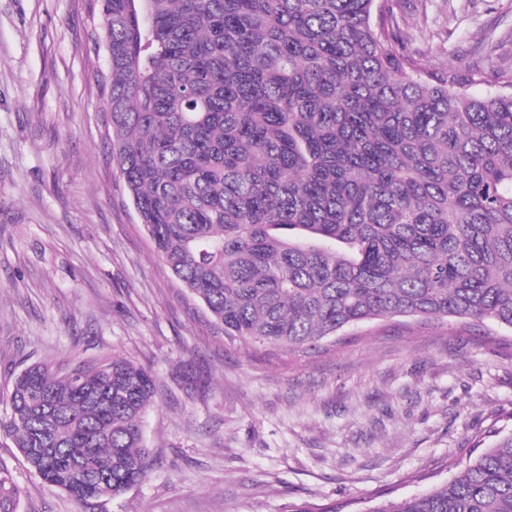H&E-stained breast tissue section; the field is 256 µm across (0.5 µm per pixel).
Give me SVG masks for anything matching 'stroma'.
I'll list each match as a JSON object with an SVG mask.
<instances>
[{
    "label": "stroma",
    "mask_w": 512,
    "mask_h": 512,
    "mask_svg": "<svg viewBox=\"0 0 512 512\" xmlns=\"http://www.w3.org/2000/svg\"><path fill=\"white\" fill-rule=\"evenodd\" d=\"M407 50L512 63V0H402ZM97 0H0V415L14 374L104 354L157 379L155 464L90 512H369L512 430V329L396 318L288 351L230 341L161 265L106 135ZM204 384L186 392L184 366ZM22 512H81L0 436Z\"/></svg>",
    "instance_id": "stroma-1"
}]
</instances>
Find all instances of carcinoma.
Wrapping results in <instances>:
<instances>
[{
	"mask_svg": "<svg viewBox=\"0 0 512 512\" xmlns=\"http://www.w3.org/2000/svg\"><path fill=\"white\" fill-rule=\"evenodd\" d=\"M398 6L101 0L120 177L156 256L228 338L301 349L398 317L512 328V65H433L404 48ZM155 391L119 356L35 362L0 434L87 507L147 476ZM22 497L0 466V512ZM369 512H512V431Z\"/></svg>",
	"mask_w": 512,
	"mask_h": 512,
	"instance_id": "carcinoma-1",
	"label": "carcinoma"
}]
</instances>
